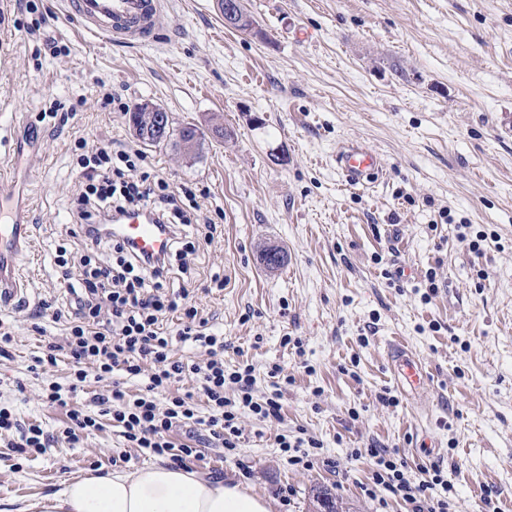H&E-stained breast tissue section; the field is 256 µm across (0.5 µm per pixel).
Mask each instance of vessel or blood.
Segmentation results:
<instances>
[{
    "mask_svg": "<svg viewBox=\"0 0 512 512\" xmlns=\"http://www.w3.org/2000/svg\"><path fill=\"white\" fill-rule=\"evenodd\" d=\"M164 0H68L69 11L82 27L99 38L115 43L147 45L158 36V19ZM336 165L349 185L362 184L382 167L380 156L363 146L345 148ZM114 238L144 258L167 256L172 234L167 225L143 211H130L111 227ZM31 230L19 213H11L0 225V304L24 299L27 282L22 263L31 251ZM401 387L418 390L425 382L421 364L401 346L391 348Z\"/></svg>",
    "mask_w": 512,
    "mask_h": 512,
    "instance_id": "vessel-or-blood-1",
    "label": "vessel or blood"
}]
</instances>
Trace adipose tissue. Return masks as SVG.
<instances>
[{"instance_id":"adipose-tissue-1","label":"adipose tissue","mask_w":512,"mask_h":512,"mask_svg":"<svg viewBox=\"0 0 512 512\" xmlns=\"http://www.w3.org/2000/svg\"><path fill=\"white\" fill-rule=\"evenodd\" d=\"M13 512H269V505L240 485L159 464L83 476Z\"/></svg>"}]
</instances>
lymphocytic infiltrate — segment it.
Here are the masks:
<instances>
[{
    "mask_svg": "<svg viewBox=\"0 0 512 512\" xmlns=\"http://www.w3.org/2000/svg\"><path fill=\"white\" fill-rule=\"evenodd\" d=\"M145 161L141 152L108 147L80 155L81 192L69 222L72 235L83 237L87 252L75 257L65 246L56 250L60 290L69 308L55 310L47 301L41 307L52 310L57 319L69 315L70 321L61 341L48 342L45 355L34 362L39 369L55 364L62 351L72 363L69 386L50 383L41 394L49 406L66 409L70 424L64 434L69 443H79L98 429L99 417L106 416L128 445L168 456L180 467L196 449L170 441L174 430L185 428L235 450L242 414L281 420L290 379L271 370L270 390L257 397L251 363L225 366L223 335L212 330L189 290L174 284L175 273H189L188 258L197 252L191 226L198 221L200 205L191 187L174 188L163 175L143 171ZM134 208L157 213L175 226L170 255L163 263L144 261L111 235L97 233L99 224ZM168 314L177 319L176 328H164ZM186 346L204 352L205 360L183 359L179 350ZM131 379L140 380L138 392L127 390ZM184 380L192 383V391L171 394L172 383ZM91 382L104 387L90 399L96 409L92 415L71 406ZM230 389L236 390V398L227 397ZM2 433L10 435V448L21 454H42L54 443L40 425L20 421L6 407H0ZM367 455L373 466L367 493L373 499L382 503L390 496L402 498L410 512H448L454 486L440 465L415 480L398 451L371 448Z\"/></svg>",
    "mask_w": 512,
    "mask_h": 512,
    "instance_id": "lymphocytic-infiltrate-1",
    "label": "lymphocytic infiltrate"
}]
</instances>
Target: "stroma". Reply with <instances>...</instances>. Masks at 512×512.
<instances>
[{"label": "stroma", "instance_id": "obj_1", "mask_svg": "<svg viewBox=\"0 0 512 512\" xmlns=\"http://www.w3.org/2000/svg\"><path fill=\"white\" fill-rule=\"evenodd\" d=\"M245 5L250 31L225 26L216 0H167L160 39L139 46L86 32L67 0H38L58 57L17 28L32 19L23 0L5 6L0 172L14 183L0 193L28 198L35 253L23 262L26 300L0 306L14 326L11 356L0 358V406L58 443L21 456L0 437V512L92 472L160 461L123 449L105 417L70 445L65 409L38 397L44 384L68 386L67 359L40 376L29 370L65 333L39 311L58 295L55 248H85L65 236L81 139L141 149L149 169L206 191L201 207L217 232L190 262L192 300L223 334L225 362L254 365L255 395L272 367L292 380L281 420L242 415L239 448L207 445L189 469L267 498L270 512H311L320 489L347 512H407L399 498L372 501V467L350 457L388 448L414 478L442 465L455 488L450 512H484L489 501L512 512V136L502 131L512 122V0ZM107 93L118 106L102 105ZM53 102L66 119L39 121ZM145 102L205 128L195 156L135 135L129 116ZM216 123L231 138H214ZM351 143L386 166L357 188L336 166ZM268 247L284 254L278 270L260 260ZM393 341L424 366L422 389L398 387ZM386 390L396 405L381 402ZM301 431L322 443L311 468L290 465L277 445Z\"/></svg>", "mask_w": 512, "mask_h": 512}]
</instances>
